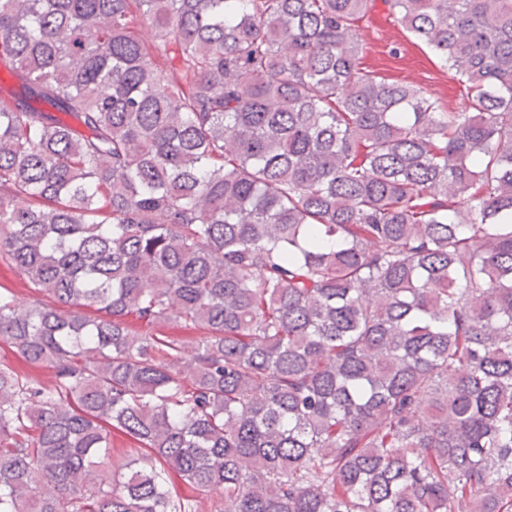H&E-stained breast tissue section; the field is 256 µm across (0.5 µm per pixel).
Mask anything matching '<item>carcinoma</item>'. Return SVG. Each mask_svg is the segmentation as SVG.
Listing matches in <instances>:
<instances>
[{
	"label": "carcinoma",
	"mask_w": 512,
	"mask_h": 512,
	"mask_svg": "<svg viewBox=\"0 0 512 512\" xmlns=\"http://www.w3.org/2000/svg\"><path fill=\"white\" fill-rule=\"evenodd\" d=\"M368 2L0 0V512H512V0ZM362 67L389 82L411 83L435 101L442 112H461L466 101L454 70L441 63L401 27L385 0H372L358 22ZM417 43V44H415ZM3 288L11 290L20 303L26 304L36 297L32 288H29L28 284L19 274L4 267L0 268L1 291H4ZM0 361L22 367L30 376L38 379L43 384H49L53 379L52 372L45 367H29L17 359L4 344H0Z\"/></svg>",
	"instance_id": "cac0c4a2"
}]
</instances>
